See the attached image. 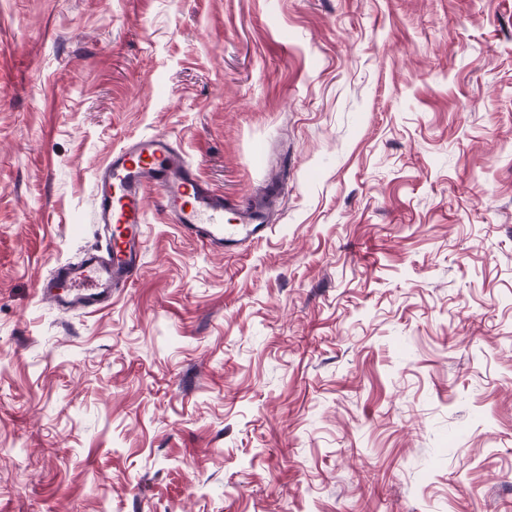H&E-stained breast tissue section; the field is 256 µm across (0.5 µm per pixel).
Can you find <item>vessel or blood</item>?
Listing matches in <instances>:
<instances>
[{
  "label": "vessel or blood",
  "instance_id": "vessel-or-blood-1",
  "mask_svg": "<svg viewBox=\"0 0 512 512\" xmlns=\"http://www.w3.org/2000/svg\"><path fill=\"white\" fill-rule=\"evenodd\" d=\"M152 194L182 234L216 251L259 238L271 221L267 196L244 202L214 188L168 136L129 137L94 172V219L104 242L79 261L53 266L38 283L40 298L65 314L93 312L111 301L143 262Z\"/></svg>",
  "mask_w": 512,
  "mask_h": 512
}]
</instances>
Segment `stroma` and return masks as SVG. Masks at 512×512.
<instances>
[{
  "instance_id": "stroma-1",
  "label": "stroma",
  "mask_w": 512,
  "mask_h": 512,
  "mask_svg": "<svg viewBox=\"0 0 512 512\" xmlns=\"http://www.w3.org/2000/svg\"><path fill=\"white\" fill-rule=\"evenodd\" d=\"M149 133L271 227L61 316ZM0 512H512V0H0Z\"/></svg>"
}]
</instances>
